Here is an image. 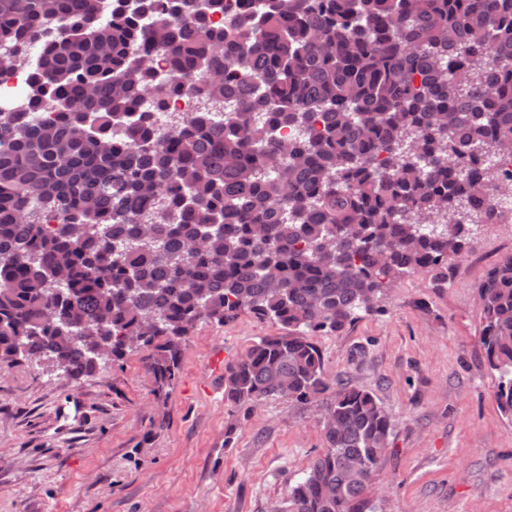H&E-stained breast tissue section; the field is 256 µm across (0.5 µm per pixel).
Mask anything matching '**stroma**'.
Masks as SVG:
<instances>
[{
  "label": "stroma",
  "instance_id": "stroma-1",
  "mask_svg": "<svg viewBox=\"0 0 512 512\" xmlns=\"http://www.w3.org/2000/svg\"><path fill=\"white\" fill-rule=\"evenodd\" d=\"M510 253L511 220L479 225L443 282L405 276L377 312L314 338L331 384L371 391L392 421L381 512H512V419L485 360L478 293ZM278 331L249 314L199 321L166 385L145 351L77 381L44 360L0 367V512H279L323 451L320 410L230 404L209 372L216 349L231 363Z\"/></svg>",
  "mask_w": 512,
  "mask_h": 512
}]
</instances>
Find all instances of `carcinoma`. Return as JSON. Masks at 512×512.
Here are the masks:
<instances>
[{
    "label": "carcinoma",
    "instance_id": "carcinoma-1",
    "mask_svg": "<svg viewBox=\"0 0 512 512\" xmlns=\"http://www.w3.org/2000/svg\"><path fill=\"white\" fill-rule=\"evenodd\" d=\"M219 13L224 0H112L110 20L101 0H0V55L28 73L0 107V365L54 358L79 380L100 336L114 364L159 348L148 370L167 384L196 322L249 313L283 332L224 367V398L310 400L330 388L312 336L509 215L474 202L512 187L487 162L512 141V0H239L215 28ZM179 96L237 105L157 125ZM478 291L512 418V254ZM324 413L287 512H374L389 416L347 386Z\"/></svg>",
    "mask_w": 512,
    "mask_h": 512
}]
</instances>
